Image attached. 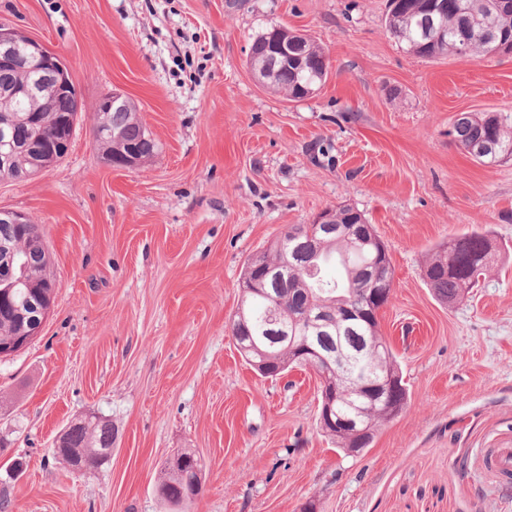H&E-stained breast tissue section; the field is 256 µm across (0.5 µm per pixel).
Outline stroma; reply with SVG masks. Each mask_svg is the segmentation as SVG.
<instances>
[{
    "instance_id": "stroma-1",
    "label": "stroma",
    "mask_w": 512,
    "mask_h": 512,
    "mask_svg": "<svg viewBox=\"0 0 512 512\" xmlns=\"http://www.w3.org/2000/svg\"><path fill=\"white\" fill-rule=\"evenodd\" d=\"M0 0V23L55 51L81 98L67 155L0 182V209L38 224L54 307L0 358V490L11 512H161L166 457L193 452L190 512H512L486 458L512 448V161L483 166L450 134L464 112L512 122V54L408 53L386 0ZM273 26L310 34L330 67L289 99L248 65ZM121 92L157 149L108 162L97 103ZM340 204L386 244L393 290L379 329L406 408L346 455L317 428L320 378H264L231 336L249 258ZM489 231L497 256L460 302L425 264L448 237ZM111 422V460L51 454L74 420ZM22 460L23 474L7 466Z\"/></svg>"
}]
</instances>
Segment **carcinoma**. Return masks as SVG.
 Masks as SVG:
<instances>
[{
    "instance_id": "obj_1",
    "label": "carcinoma",
    "mask_w": 512,
    "mask_h": 512,
    "mask_svg": "<svg viewBox=\"0 0 512 512\" xmlns=\"http://www.w3.org/2000/svg\"><path fill=\"white\" fill-rule=\"evenodd\" d=\"M391 7L386 19L388 31L404 44L406 50L421 58H435L442 54H460L462 41H468L469 56L481 59L508 50L499 42L484 40L479 29L491 23L504 37L512 35V7L504 0H389ZM433 18L435 25L444 29L439 37H430L422 30V21ZM295 39V35L282 28L268 29L253 39L251 69L255 77L279 93L300 99V87L320 82L324 49L313 39L304 41V56L281 62L277 72H265L261 62L263 51L272 48L278 35ZM36 82L37 92L31 98L14 101L17 113H34L44 122L39 131L27 122L14 127L15 140L26 147L33 146L39 133L51 135L62 115L71 112L74 91L63 89L52 72L35 73L23 57L16 58L10 67L0 66V94L27 82ZM108 129L119 135L123 148L145 159L151 158L156 143L139 117L134 102L128 100L123 107L106 113ZM451 135L456 146L472 160L484 166H493L512 159V127L490 113L462 114L456 118ZM327 223L336 225H361L364 236L355 238L341 231L326 237L319 252L311 250L318 237L309 224L292 225L270 245L263 256L271 264L288 260V269L280 278L266 287L268 295L246 294L248 318L245 322L241 356L245 361L263 364L268 372L263 377H276L299 364L303 340L304 321L311 310L321 307L327 311V327L318 332L317 349L324 354L336 353L342 345L348 359L345 361L347 378L352 384L395 383L401 405H406L408 389L392 348L380 336L377 317L359 321L350 326L338 317L339 305L357 301L365 289L371 287L368 272L377 273L380 288H392L393 268L385 262L386 245L367 224L364 216L354 207L343 204L328 213ZM42 237L39 226L32 224L21 228L15 224L0 223V243L7 242L16 249L28 273L27 283L14 285L19 276L18 268L7 270L0 265V337L7 338L20 331L23 321L17 311L29 312V301L35 298L32 283L49 266L48 249L32 244L31 236ZM495 250L493 241L479 232L465 233L448 238L437 246L424 270V278L434 297L449 305L459 301L475 279L482 275L489 261L480 260L483 248ZM337 263L343 277L334 281L322 274V267L329 261ZM369 402L364 396L339 394L334 406L342 418L354 417V412ZM396 416L394 411L376 402L375 408L364 416L368 432L357 435L342 433L335 428L324 430L336 442V447L352 453L356 448L369 445L373 432L380 423ZM114 432L112 424L99 417L80 419L71 423L58 438L53 458L71 468L92 470L105 463L112 451ZM201 489L200 461L190 452L183 453V460L170 470L160 472L157 486L158 499L164 512H189L190 505Z\"/></svg>"
}]
</instances>
